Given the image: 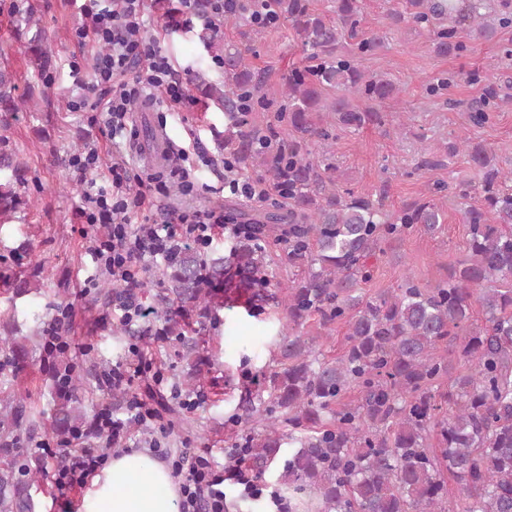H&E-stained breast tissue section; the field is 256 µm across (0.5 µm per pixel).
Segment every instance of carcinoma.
Returning a JSON list of instances; mask_svg holds the SVG:
<instances>
[{
  "label": "carcinoma",
  "instance_id": "carcinoma-1",
  "mask_svg": "<svg viewBox=\"0 0 512 512\" xmlns=\"http://www.w3.org/2000/svg\"><path fill=\"white\" fill-rule=\"evenodd\" d=\"M257 3L234 0L224 19L245 21ZM408 3L410 11L394 13L398 21L448 23L434 32L440 56L457 59L470 51L461 40L463 29L474 41H491L512 27V0L484 12L458 8L453 0ZM271 9L286 19L311 62L283 78L288 103L279 119L294 133L286 153L259 147V138L243 130L239 120L240 95L247 91L257 101L265 84V72L251 64L252 48L215 43L206 24L197 37L224 66V88L211 94L224 112V150L287 186L288 209L236 212L251 232L227 256L180 248L162 272L165 288L156 314L166 334L179 342L177 356L190 359L197 341L184 334L185 318L193 313L203 318L224 306L218 284L230 264L247 291L267 281L266 249L259 241L287 246L297 274L277 305L284 312L281 327L290 333L277 344L280 368L264 375L271 406L252 404L246 412L253 467L263 470L288 444L293 452L281 479L288 489L308 494L313 512H448L446 473L458 485L454 512H512V288L488 287L512 277V171L501 168L492 150L481 145L449 144L448 155L464 148L481 171L478 184L453 188L468 226V258L434 288L408 277L391 294L368 300L357 295L382 242L399 240L416 225L434 233L443 213L431 199L389 212L382 199L339 187L328 175L333 166L307 150L311 141L330 149L334 124L356 131L383 123L381 112L352 98L382 104L395 94L392 82L368 76L356 65V56L383 42L379 34L359 29L363 0H328L323 9L314 0H274ZM28 45L36 68L47 72L41 29ZM16 91L15 75L0 67V112H20L30 101ZM336 91L339 95L329 97ZM498 97L491 87L469 104L473 124L490 120V101ZM325 112L333 114L334 124L324 123ZM21 171L13 153L0 151V174L9 173L0 178L1 224L19 205ZM474 195L483 207L468 205ZM477 305L484 313L480 326L474 325ZM313 318L319 329L347 323L342 355L320 359L313 354L316 335L296 333ZM448 351L470 372L453 378L444 408L432 388L450 375ZM353 384L360 398L349 407L341 399ZM82 427L78 385L72 380L54 399L50 429L64 444ZM433 432L439 436L437 450L428 444ZM12 442L9 434L0 435V512H33L28 487L15 473Z\"/></svg>",
  "mask_w": 512,
  "mask_h": 512
}]
</instances>
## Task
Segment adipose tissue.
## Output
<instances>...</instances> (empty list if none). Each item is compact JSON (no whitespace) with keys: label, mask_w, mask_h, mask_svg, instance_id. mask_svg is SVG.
<instances>
[{"label":"adipose tissue","mask_w":512,"mask_h":512,"mask_svg":"<svg viewBox=\"0 0 512 512\" xmlns=\"http://www.w3.org/2000/svg\"><path fill=\"white\" fill-rule=\"evenodd\" d=\"M179 500L169 468L142 450L112 457L92 476L77 512H178Z\"/></svg>","instance_id":"ef3b65f1"}]
</instances>
